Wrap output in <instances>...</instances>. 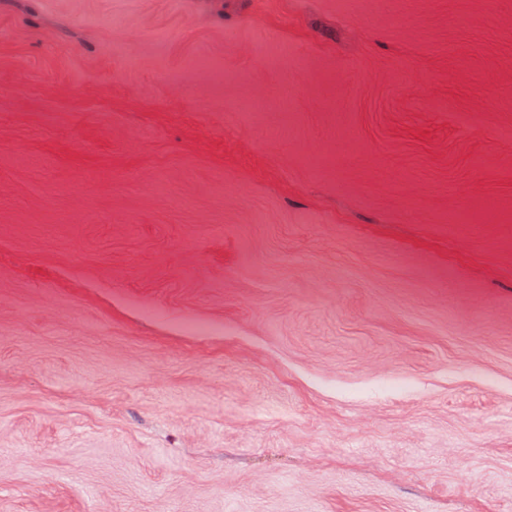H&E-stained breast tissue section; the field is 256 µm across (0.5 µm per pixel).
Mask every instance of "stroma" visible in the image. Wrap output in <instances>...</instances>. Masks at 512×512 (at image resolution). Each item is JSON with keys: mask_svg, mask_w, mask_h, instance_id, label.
I'll list each match as a JSON object with an SVG mask.
<instances>
[{"mask_svg": "<svg viewBox=\"0 0 512 512\" xmlns=\"http://www.w3.org/2000/svg\"><path fill=\"white\" fill-rule=\"evenodd\" d=\"M0 512H512V0H0Z\"/></svg>", "mask_w": 512, "mask_h": 512, "instance_id": "stroma-1", "label": "stroma"}]
</instances>
